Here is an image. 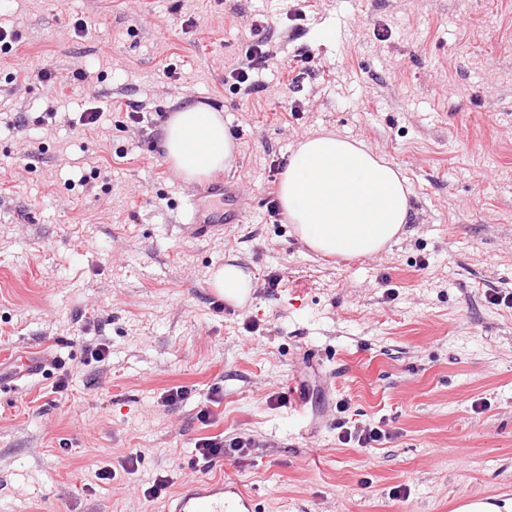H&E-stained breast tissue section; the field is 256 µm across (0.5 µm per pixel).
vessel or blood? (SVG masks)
<instances>
[{"instance_id":"1","label":"vessel or blood","mask_w":512,"mask_h":512,"mask_svg":"<svg viewBox=\"0 0 512 512\" xmlns=\"http://www.w3.org/2000/svg\"><path fill=\"white\" fill-rule=\"evenodd\" d=\"M243 216L234 181L218 173L185 201L182 233L200 239L223 225L241 222ZM166 512H258V507L238 483L200 472L187 478L169 499Z\"/></svg>"}]
</instances>
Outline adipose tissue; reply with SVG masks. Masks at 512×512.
Masks as SVG:
<instances>
[{
	"label": "adipose tissue",
	"instance_id": "ef3b65f1",
	"mask_svg": "<svg viewBox=\"0 0 512 512\" xmlns=\"http://www.w3.org/2000/svg\"><path fill=\"white\" fill-rule=\"evenodd\" d=\"M163 147L189 180L230 166L236 149L222 113L190 102L165 123ZM410 196L395 164L361 141L326 131L298 141L279 184L294 236L316 254L346 259L376 255L400 240L411 218ZM211 282L239 307L253 293L251 277L235 264L214 270Z\"/></svg>",
	"mask_w": 512,
	"mask_h": 512
}]
</instances>
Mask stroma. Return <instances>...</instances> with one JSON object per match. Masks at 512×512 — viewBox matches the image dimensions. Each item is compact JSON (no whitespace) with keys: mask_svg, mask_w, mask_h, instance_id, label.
<instances>
[{"mask_svg":"<svg viewBox=\"0 0 512 512\" xmlns=\"http://www.w3.org/2000/svg\"><path fill=\"white\" fill-rule=\"evenodd\" d=\"M0 28L18 33L0 52V374L71 371L0 393V512H164L145 489L204 467L259 512L512 498V307L489 301L512 294V0H0ZM260 39L285 62L248 92L229 72ZM190 101L222 112L244 209L204 240L179 227L199 183L162 149ZM322 129L407 179L413 220L386 251L318 257L269 217L280 166ZM232 258L255 284L242 309L208 280ZM340 419L388 437L341 444ZM216 435L251 444L202 459Z\"/></svg>","mask_w":512,"mask_h":512,"instance_id":"stroma-1","label":"stroma"}]
</instances>
